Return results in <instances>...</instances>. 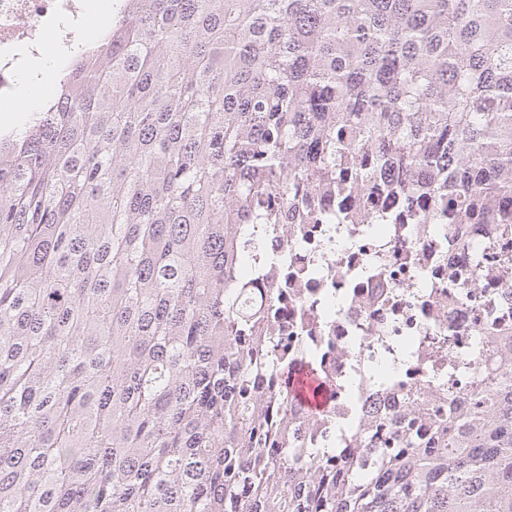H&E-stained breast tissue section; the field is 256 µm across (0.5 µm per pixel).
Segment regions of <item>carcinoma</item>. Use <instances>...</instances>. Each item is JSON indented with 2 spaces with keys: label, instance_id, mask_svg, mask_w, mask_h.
<instances>
[{
  "label": "carcinoma",
  "instance_id": "1",
  "mask_svg": "<svg viewBox=\"0 0 512 512\" xmlns=\"http://www.w3.org/2000/svg\"><path fill=\"white\" fill-rule=\"evenodd\" d=\"M113 14L0 138V512H512V351L439 456L408 430L363 438L372 475L323 465L236 238L376 186L512 237V0Z\"/></svg>",
  "mask_w": 512,
  "mask_h": 512
}]
</instances>
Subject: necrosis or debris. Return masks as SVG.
I'll return each mask as SVG.
<instances>
[{
	"label": "necrosis or debris",
	"instance_id": "1",
	"mask_svg": "<svg viewBox=\"0 0 512 512\" xmlns=\"http://www.w3.org/2000/svg\"><path fill=\"white\" fill-rule=\"evenodd\" d=\"M88 0H0V101L13 98L32 59L54 32L73 48ZM485 224H447L442 231L398 216L387 235L369 223L288 224L252 255L254 276L243 308H274L262 331L284 329L289 351L308 352L336 388L324 417L294 408L304 447L335 440L336 465L376 467L363 431L393 436L404 428L433 435L426 419L447 414L441 396L453 383L460 410L485 388L494 341L512 336V280L475 254L499 251ZM426 387V407L409 406V389Z\"/></svg>",
	"mask_w": 512,
	"mask_h": 512
}]
</instances>
